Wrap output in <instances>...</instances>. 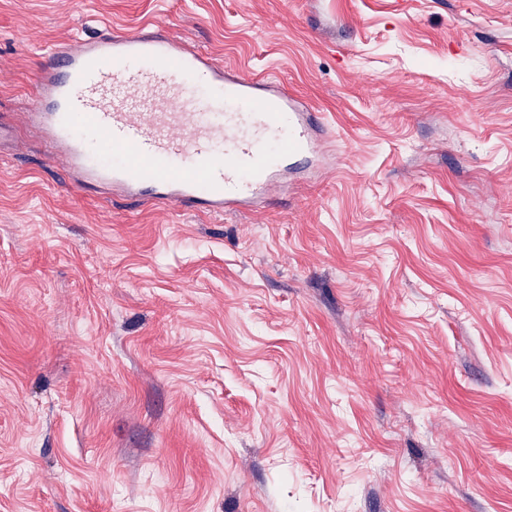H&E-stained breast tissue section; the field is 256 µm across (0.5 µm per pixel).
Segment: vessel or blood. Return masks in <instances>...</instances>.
<instances>
[{
    "mask_svg": "<svg viewBox=\"0 0 512 512\" xmlns=\"http://www.w3.org/2000/svg\"><path fill=\"white\" fill-rule=\"evenodd\" d=\"M53 57L26 126L80 184L132 203L221 215L278 189L292 156L322 150L321 117L277 80L226 71L156 27Z\"/></svg>",
    "mask_w": 512,
    "mask_h": 512,
    "instance_id": "obj_1",
    "label": "vessel or blood"
}]
</instances>
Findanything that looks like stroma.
<instances>
[{
	"label": "stroma",
	"instance_id": "1",
	"mask_svg": "<svg viewBox=\"0 0 512 512\" xmlns=\"http://www.w3.org/2000/svg\"><path fill=\"white\" fill-rule=\"evenodd\" d=\"M150 22L327 154L220 216L71 182L45 55ZM0 512H512V0H0Z\"/></svg>",
	"mask_w": 512,
	"mask_h": 512
}]
</instances>
